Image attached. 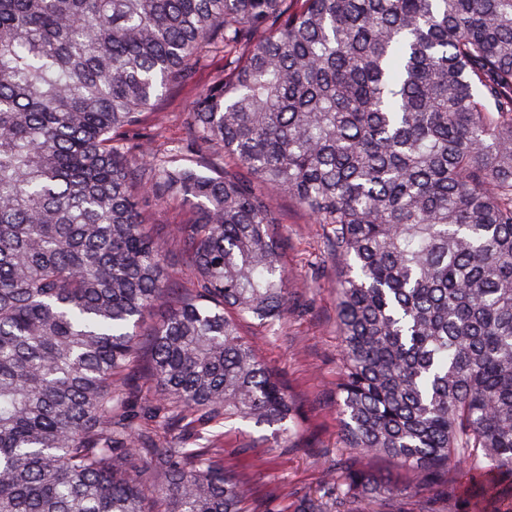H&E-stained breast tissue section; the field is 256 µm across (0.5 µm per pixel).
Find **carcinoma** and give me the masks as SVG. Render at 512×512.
<instances>
[{
  "label": "carcinoma",
  "instance_id": "obj_1",
  "mask_svg": "<svg viewBox=\"0 0 512 512\" xmlns=\"http://www.w3.org/2000/svg\"><path fill=\"white\" fill-rule=\"evenodd\" d=\"M195 93L183 136L149 123ZM339 262V447L432 480L461 464L512 512V0H0V512H394L346 465L253 507L212 428L301 416L240 333L282 329L279 220ZM191 206L175 239L144 203ZM194 278L172 288L170 243ZM170 302L131 395L136 328Z\"/></svg>",
  "mask_w": 512,
  "mask_h": 512
}]
</instances>
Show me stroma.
<instances>
[{
    "label": "stroma",
    "mask_w": 512,
    "mask_h": 512,
    "mask_svg": "<svg viewBox=\"0 0 512 512\" xmlns=\"http://www.w3.org/2000/svg\"><path fill=\"white\" fill-rule=\"evenodd\" d=\"M261 193L278 213L280 232L287 243L288 318L283 331L273 337L264 336L249 322L243 323L242 333L259 345L265 361L280 372L300 406V447L286 454L276 447L264 449L268 463L262 467L252 466L246 458L229 459L225 465L253 502L271 495L285 506L298 496L317 491L325 471L336 465L340 432L334 396L340 377L336 260L324 250L322 225L299 210L287 194L272 187L262 188ZM355 463L384 476L399 489L395 512H418L424 505L434 512H471L477 502L472 492L452 478L429 489L420 472L389 458L359 457ZM415 487L421 488V495L407 496V489Z\"/></svg>",
    "instance_id": "1"
}]
</instances>
